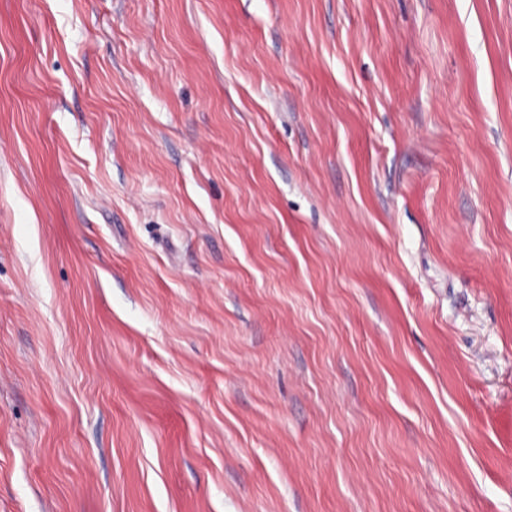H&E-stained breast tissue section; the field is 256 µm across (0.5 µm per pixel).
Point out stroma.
Returning <instances> with one entry per match:
<instances>
[{
  "mask_svg": "<svg viewBox=\"0 0 512 512\" xmlns=\"http://www.w3.org/2000/svg\"><path fill=\"white\" fill-rule=\"evenodd\" d=\"M0 512H512V0H0Z\"/></svg>",
  "mask_w": 512,
  "mask_h": 512,
  "instance_id": "1",
  "label": "stroma"
}]
</instances>
